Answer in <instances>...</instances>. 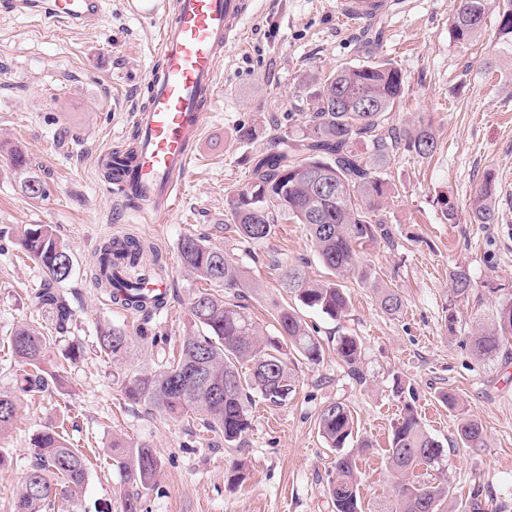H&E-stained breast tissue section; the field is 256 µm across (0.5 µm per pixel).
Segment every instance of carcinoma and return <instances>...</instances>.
Segmentation results:
<instances>
[{"instance_id":"1","label":"carcinoma","mask_w":512,"mask_h":512,"mask_svg":"<svg viewBox=\"0 0 512 512\" xmlns=\"http://www.w3.org/2000/svg\"><path fill=\"white\" fill-rule=\"evenodd\" d=\"M490 0H460L453 15L451 33L455 42L468 45L483 33ZM501 37L512 40V0H502L498 13ZM307 101L303 128L296 135H275L272 148L253 162L252 181L237 191L229 202L224 228L249 243H262L272 235L274 225L300 224L329 277L313 280L305 271L290 265L281 274V287L301 305L319 310L333 320L346 316L349 299L339 278L352 275L378 292L381 310L395 315L402 308L401 297L377 281V272L366 263L364 249L379 239L391 237V229L378 215L391 185L380 172L392 152L404 142L422 159L433 156L436 138L420 122L400 132L384 130L387 115L403 93V75L385 59L362 65L344 66L319 80ZM364 144L366 151L357 149ZM11 164L25 173L21 190L30 199L47 195V185L28 172V159L21 152L11 154ZM332 191H320L319 181ZM497 188L493 175L483 180L470 203L477 224L496 223ZM22 244L29 257L50 276L46 287L35 293L36 303L52 310L56 330L64 331L72 311L52 285L67 280L73 270L68 246L50 224H31L23 231ZM181 262L197 279L224 291L251 288L246 271L224 256V250L185 236L179 243ZM112 244L99 251L95 279L110 289L112 300L126 308L144 309L150 299L158 309L164 301L142 288V278L132 279L113 267ZM471 288L469 275L458 270L451 276L454 295ZM277 335L265 336L243 307L219 293L202 292L189 310V328L180 342L178 357L154 371L134 372L125 385V396L146 403L176 418L199 416L233 444L250 428L247 403L250 391H258L271 405L281 406L295 390L288 365L294 352L311 362L321 356V346L311 335L296 309L279 305L275 311ZM512 338V293L503 296L487 328L472 337L471 346L480 360H495ZM99 351L114 361L127 353L130 338L115 327H104L98 336ZM53 337L25 325L10 336L14 357L26 365L16 381V393L0 392V431L13 423L19 395L42 392L47 387L43 362ZM336 354L360 376L361 344L350 335L337 340ZM248 371H242L243 364ZM197 367L208 373L201 381H189ZM318 429L331 448L338 450L353 436L354 417L342 402L327 404L318 416ZM456 444L482 448L485 435L475 419L462 417ZM36 462L26 473L15 498V512H48L58 497L73 496L87 478L83 453L70 445L66 428L47 431L32 438ZM112 467L124 481L148 489L156 486L162 459L147 443L112 440ZM445 450L422 425L409 406L394 425L387 455L392 493L389 501L373 512H448V479ZM335 477L328 494L335 512H362L357 463L353 455L340 454L334 463Z\"/></svg>"}]
</instances>
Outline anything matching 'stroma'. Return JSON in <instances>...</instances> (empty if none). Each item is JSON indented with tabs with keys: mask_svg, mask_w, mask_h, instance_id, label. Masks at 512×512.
<instances>
[{
	"mask_svg": "<svg viewBox=\"0 0 512 512\" xmlns=\"http://www.w3.org/2000/svg\"><path fill=\"white\" fill-rule=\"evenodd\" d=\"M459 0H398L367 26L350 29L336 20V0H254L239 46L219 64L217 103L205 113L197 151L181 196L166 222L149 224L115 205L99 174V155L125 142L131 115L148 98L147 74L157 62L158 25L129 14L124 0H105L91 29L57 27L41 15L0 18V392L13 391L19 365L9 334L27 324L56 336L44 367L55 373L46 391L20 396L12 425L0 432V512L11 502L33 465L31 440L72 418L70 442L89 460L81 493L57 499L53 512H123L127 490L111 465L113 436L156 448L163 462L158 484L141 490L143 512H333L327 493L335 449L318 433V415L339 401L351 409L358 439L346 450L359 469L365 512L391 494L386 470L392 428L412 406L448 455V512H512V343L494 361L478 360L470 338L489 323L500 295L512 291V45L498 35L489 13L478 42H454L450 24ZM377 55L401 70L405 94L388 127L429 124L438 143L423 159L399 146L384 170L396 192L381 211L391 240L368 246L365 258L402 300L397 315L385 314L373 288L351 276L341 285L352 306L335 321L320 311L299 314L322 346L320 363L291 360L296 392L273 406L253 395L250 428L226 444L202 421L172 419L144 403L125 399L128 375L155 369L179 348L193 299L205 289L183 268L178 243L187 235L224 250L247 270L252 288L235 301L265 335L275 332L276 304L287 303L280 273L295 264L311 277L326 272L301 225L279 224L255 245L225 234L228 202L250 180L252 158L271 136L296 132L305 122L309 78ZM258 136L244 140L243 127ZM23 150L34 174L48 186L33 200L20 189L9 152ZM498 183L493 224L470 218V202L486 174ZM454 219H446L445 207ZM50 224L68 245L74 266L57 290L73 317L56 334L51 314L32 302L48 279L21 245L25 225ZM116 235L146 243L145 261L160 259L171 277L167 306L158 313H125L112 307L90 277L99 245ZM465 270L473 287L454 296L453 271ZM456 324H449V316ZM119 326L133 340L119 361L101 354L97 332ZM149 326L160 344L137 338ZM362 344L360 376L336 356L338 336ZM80 356L60 366L63 353ZM454 392L459 411L440 400ZM480 422L482 448L456 447L460 415ZM242 482H231L236 463Z\"/></svg>",
	"mask_w": 512,
	"mask_h": 512,
	"instance_id": "obj_1",
	"label": "stroma"
}]
</instances>
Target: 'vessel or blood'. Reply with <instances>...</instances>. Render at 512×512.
Here are the masks:
<instances>
[{"label":"vessel or blood","mask_w":512,"mask_h":512,"mask_svg":"<svg viewBox=\"0 0 512 512\" xmlns=\"http://www.w3.org/2000/svg\"><path fill=\"white\" fill-rule=\"evenodd\" d=\"M389 0H336L348 25L371 21ZM102 0H0V14L40 12L71 26L95 24ZM130 11L158 23V66L147 82L150 96L133 114V146L99 157L111 169L107 191L123 208L161 223L174 210L195 153L202 115L215 96L218 65L241 38L246 0H130Z\"/></svg>","instance_id":"obj_1"}]
</instances>
